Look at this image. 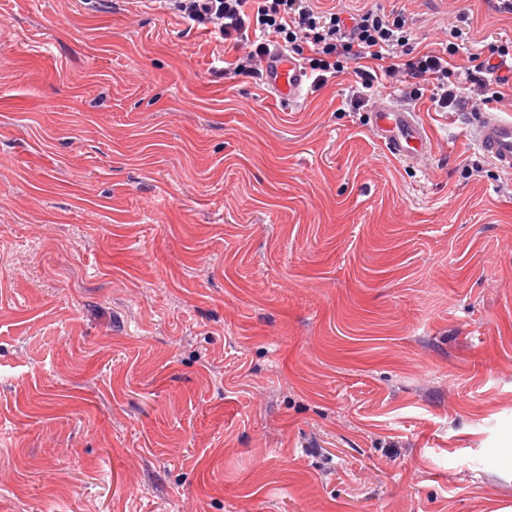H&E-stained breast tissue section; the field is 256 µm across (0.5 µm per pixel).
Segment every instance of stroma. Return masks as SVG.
<instances>
[{
  "label": "stroma",
  "instance_id": "35a3bbf8",
  "mask_svg": "<svg viewBox=\"0 0 512 512\" xmlns=\"http://www.w3.org/2000/svg\"><path fill=\"white\" fill-rule=\"evenodd\" d=\"M415 50L496 0H322ZM135 0H0V512H512V175L354 75L298 105ZM372 128L398 159H418L428 152L429 141L416 112L380 103L371 115Z\"/></svg>",
  "mask_w": 512,
  "mask_h": 512
}]
</instances>
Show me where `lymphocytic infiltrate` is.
I'll return each instance as SVG.
<instances>
[{"mask_svg":"<svg viewBox=\"0 0 512 512\" xmlns=\"http://www.w3.org/2000/svg\"><path fill=\"white\" fill-rule=\"evenodd\" d=\"M168 10L203 26L219 42L233 43L238 54L225 74L257 78L270 47L302 52L311 46L308 67L314 86L353 66L362 88L379 79H404L435 87L433 103L439 109L458 106L462 97L448 82V59L459 51L463 29L443 52L410 55L412 22L404 14L381 8H361L349 14L323 11L315 0H163Z\"/></svg>","mask_w":512,"mask_h":512,"instance_id":"f902f5d3","label":"lymphocytic infiltrate"}]
</instances>
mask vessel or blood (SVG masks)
Here are the masks:
<instances>
[{
  "instance_id": "b4317fda",
  "label": "vessel or blood",
  "mask_w": 512,
  "mask_h": 512,
  "mask_svg": "<svg viewBox=\"0 0 512 512\" xmlns=\"http://www.w3.org/2000/svg\"><path fill=\"white\" fill-rule=\"evenodd\" d=\"M263 83L281 102L291 106L308 93L299 59L280 47L269 56ZM371 123L377 137L396 158L415 160L427 153L429 141L415 112L383 102L373 110ZM477 143L501 170L512 173V120L479 115Z\"/></svg>"
}]
</instances>
